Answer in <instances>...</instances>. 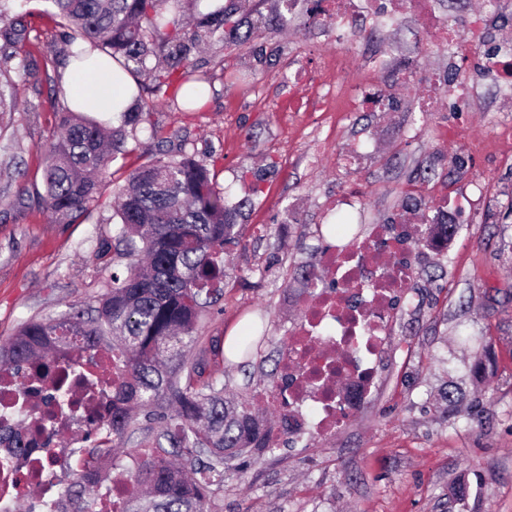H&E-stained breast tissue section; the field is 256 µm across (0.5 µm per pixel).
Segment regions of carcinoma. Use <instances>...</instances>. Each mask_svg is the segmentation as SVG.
<instances>
[{"label": "carcinoma", "instance_id": "carcinoma-1", "mask_svg": "<svg viewBox=\"0 0 512 512\" xmlns=\"http://www.w3.org/2000/svg\"><path fill=\"white\" fill-rule=\"evenodd\" d=\"M0 0V112H17L11 73L34 75L33 60L17 56V44L29 39L22 15H11ZM68 42V58L87 59L99 51L133 78L151 80L155 95L173 87L186 102L204 98L195 75V53L230 36L228 45L246 41L255 24L231 0L206 13L186 16L191 0H46ZM247 27L245 35L240 29ZM89 45V51L74 47ZM155 100L134 96L108 127L93 116L62 108L56 135L46 149L41 198L62 224H75L98 202L102 179L112 164L129 155V140L155 134ZM239 210L227 206L209 169L186 151L148 161L126 178L117 192L113 239L125 270L90 308L69 306L57 318L22 323L0 360L16 368L47 366L55 343L79 338L75 350L104 346L120 352L128 378L112 427L129 440L145 429L155 448L132 475L143 496H134L127 512H210L212 487L224 481L228 461L250 448L265 449L267 425L244 402L224 397V381L205 376L209 349L200 326L205 308L224 292V244L238 233ZM157 424L141 427L140 419ZM68 494L73 512H94L97 489L78 473Z\"/></svg>", "mask_w": 512, "mask_h": 512}]
</instances>
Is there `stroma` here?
<instances>
[{"label": "stroma", "instance_id": "stroma-1", "mask_svg": "<svg viewBox=\"0 0 512 512\" xmlns=\"http://www.w3.org/2000/svg\"><path fill=\"white\" fill-rule=\"evenodd\" d=\"M299 0L283 26L282 0H248L258 34L231 48L198 53L207 78L202 103L165 97L152 114L154 133L122 160L130 172L172 156L185 144L211 169L230 204L240 205L241 235L224 248V296L202 334L259 340L249 366L225 355L217 366L227 394L245 399L275 423L257 393L278 378V360L303 316L288 298L300 266H320L342 242L325 210L359 190L364 224H391L407 208L424 217L449 198L485 188L481 210L462 221L444 253L419 249L408 290L416 308L398 311L401 330L384 346L371 401L328 439L263 450L234 461L211 498L212 512H512V99H497L484 61L512 45V13L487 15V36L465 67L447 51L419 53L411 17L384 28L376 43L352 47L306 14ZM31 27L21 55L37 78H16L21 111L0 120V342L32 318L94 302L112 275L97 258L111 240V180L80 224L56 223L38 199L44 147L56 131L55 84L68 61L45 0H25ZM397 52V65L439 76L465 71L482 109L466 113L464 130L443 137L453 115L446 101L417 112L415 88L382 75L391 103L382 112H297L290 69L345 56L348 81L368 79L367 57ZM416 125L413 139L403 130ZM495 138L493 151L480 150Z\"/></svg>", "mask_w": 512, "mask_h": 512}]
</instances>
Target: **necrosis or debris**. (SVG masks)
<instances>
[{"label": "necrosis or debris", "instance_id": "obj_1", "mask_svg": "<svg viewBox=\"0 0 512 512\" xmlns=\"http://www.w3.org/2000/svg\"><path fill=\"white\" fill-rule=\"evenodd\" d=\"M310 12L349 43L372 37L377 28L404 16L415 17L418 48L447 49L460 63L468 61L475 43L486 35L484 16H471L461 32L439 11L436 0H311ZM332 65L337 82L324 88L325 104L339 101L351 112L388 106L389 96L379 83L347 90L342 58ZM399 79L419 87L420 111H433L444 93L455 111L472 109L471 96L445 85L437 74L404 70ZM412 221V214L400 215L397 223L374 226L368 234L352 237L346 247L326 250L321 262L335 271V285L315 286L303 279V286H314L317 297L304 305L303 322L281 361L280 383L261 397L287 419L285 427L269 435L268 447L308 434L334 435L371 396L395 306L410 301L407 286L416 254ZM124 376L119 355L99 347L79 359L67 343L56 346L50 368L0 369V512H15L27 488L36 484L42 493L31 512H68L70 505L60 490L64 473L73 465L98 484V512H126L134 495L128 475L138 463H113L110 449L115 408L111 385ZM64 387L72 391V408L65 414L53 401ZM16 431L34 441L32 451L10 446L7 436ZM68 433L97 438L101 452L90 462L79 458L60 445L61 435Z\"/></svg>", "mask_w": 512, "mask_h": 512}]
</instances>
